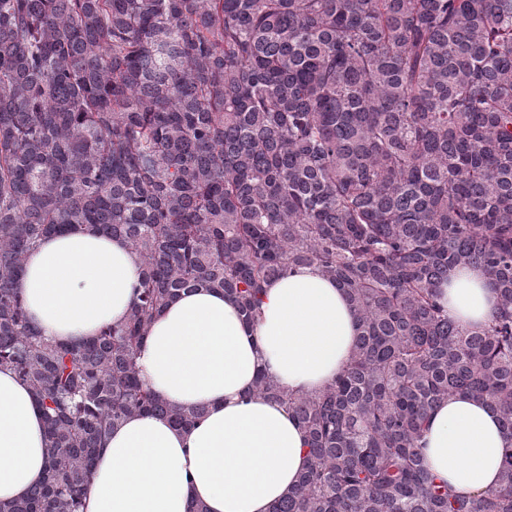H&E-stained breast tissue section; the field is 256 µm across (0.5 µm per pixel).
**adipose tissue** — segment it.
<instances>
[{
  "mask_svg": "<svg viewBox=\"0 0 512 512\" xmlns=\"http://www.w3.org/2000/svg\"><path fill=\"white\" fill-rule=\"evenodd\" d=\"M141 262L120 238L91 230L46 237L20 278L24 306L48 339L78 345L122 322L136 302ZM448 316L486 325L497 295L482 269L451 275ZM358 319L346 293L317 267L298 266L264 286L246 324L222 291L181 293L149 328L137 363L145 384L177 406L202 405L187 428L133 415L104 438L84 512H270L306 465L302 429L286 407L258 395L260 374L312 392L348 362ZM422 452L453 490L474 497L498 486L507 435L492 406L464 396L432 413ZM48 457L30 387L0 368V506L25 499Z\"/></svg>",
  "mask_w": 512,
  "mask_h": 512,
  "instance_id": "ef3b65f1",
  "label": "adipose tissue"
}]
</instances>
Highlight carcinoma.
<instances>
[{"instance_id": "obj_1", "label": "carcinoma", "mask_w": 512, "mask_h": 512, "mask_svg": "<svg viewBox=\"0 0 512 512\" xmlns=\"http://www.w3.org/2000/svg\"><path fill=\"white\" fill-rule=\"evenodd\" d=\"M85 228L125 240L141 292L78 347L31 325L30 250ZM315 265L359 321L314 393L261 375L306 437L272 512H512L456 495L420 452L434 409L491 404L512 438V0H0V366L33 391L48 465L0 512H83L104 437L132 415L195 424L136 356L182 291L255 319L266 283ZM482 269L487 325L443 287ZM445 300L448 317L465 329L486 325L497 307V295L480 268L452 274L445 288Z\"/></svg>"}]
</instances>
